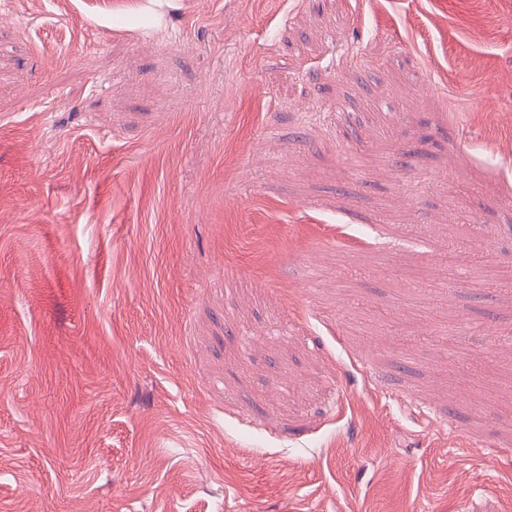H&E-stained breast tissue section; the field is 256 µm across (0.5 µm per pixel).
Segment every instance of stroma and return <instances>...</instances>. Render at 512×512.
I'll list each match as a JSON object with an SVG mask.
<instances>
[{"label": "stroma", "mask_w": 512, "mask_h": 512, "mask_svg": "<svg viewBox=\"0 0 512 512\" xmlns=\"http://www.w3.org/2000/svg\"><path fill=\"white\" fill-rule=\"evenodd\" d=\"M0 512H512V0H0Z\"/></svg>", "instance_id": "stroma-1"}]
</instances>
